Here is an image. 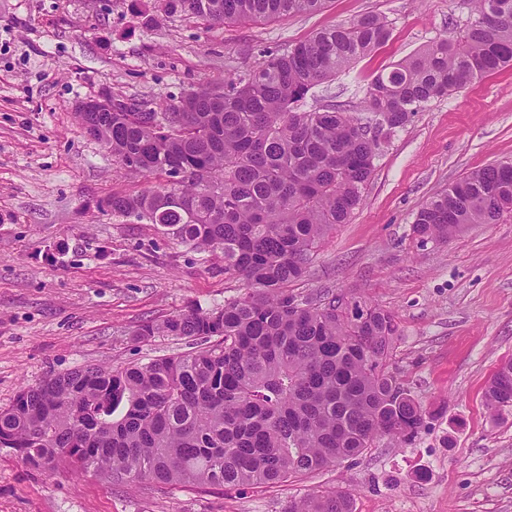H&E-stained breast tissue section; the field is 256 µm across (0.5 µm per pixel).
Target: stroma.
Masks as SVG:
<instances>
[{
    "label": "stroma",
    "mask_w": 512,
    "mask_h": 512,
    "mask_svg": "<svg viewBox=\"0 0 512 512\" xmlns=\"http://www.w3.org/2000/svg\"><path fill=\"white\" fill-rule=\"evenodd\" d=\"M368 12L389 22V42L314 88V104L357 107L380 70L453 37L468 15L462 0H325L314 13L210 27L164 13L161 0H0V408L50 374L184 351L136 331L239 291L221 255L106 208L151 183L82 130L79 104L109 91L160 110ZM509 159L505 69L396 131L362 205L295 286L350 292L396 315L391 369L428 412L412 442L380 439L349 463L226 489L50 477L0 448V512H285L329 487L349 490L354 512H512V411L497 418L483 403L512 358V222L424 247L412 235L426 200Z\"/></svg>",
    "instance_id": "stroma-1"
}]
</instances>
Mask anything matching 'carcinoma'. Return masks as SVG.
<instances>
[{"mask_svg":"<svg viewBox=\"0 0 512 512\" xmlns=\"http://www.w3.org/2000/svg\"><path fill=\"white\" fill-rule=\"evenodd\" d=\"M325 0H164L213 25L318 10ZM456 38L381 70L356 110L307 107L312 89L376 52L388 22L367 14L288 47L259 68L183 93L162 112L129 99L80 112L120 166L165 183L107 206L220 253L243 293L142 323L190 350L143 364L51 374L0 408V448L49 475L117 485H264L352 462L387 437L414 440L428 411L389 369L396 316L333 290L294 293L322 240L362 201L382 145L434 100L512 67V0H465ZM512 220V161L467 174L417 212V243ZM512 409V359L484 391ZM285 512H353L326 488Z\"/></svg>","mask_w":512,"mask_h":512,"instance_id":"carcinoma-1","label":"carcinoma"}]
</instances>
